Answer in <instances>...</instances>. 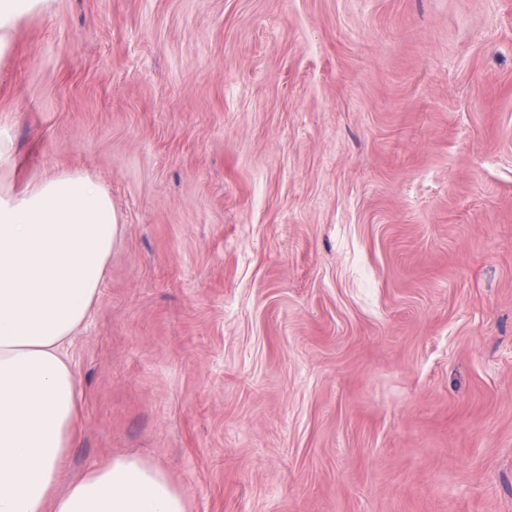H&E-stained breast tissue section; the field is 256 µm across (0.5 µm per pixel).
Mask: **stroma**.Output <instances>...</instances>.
Returning a JSON list of instances; mask_svg holds the SVG:
<instances>
[{"label":"stroma","mask_w":512,"mask_h":512,"mask_svg":"<svg viewBox=\"0 0 512 512\" xmlns=\"http://www.w3.org/2000/svg\"><path fill=\"white\" fill-rule=\"evenodd\" d=\"M0 190L122 224L63 482L189 512H512V0H57L0 60Z\"/></svg>","instance_id":"35a3bbf8"}]
</instances>
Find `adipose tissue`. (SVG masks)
Returning a JSON list of instances; mask_svg holds the SVG:
<instances>
[{"instance_id":"ef3b65f1","label":"adipose tissue","mask_w":512,"mask_h":512,"mask_svg":"<svg viewBox=\"0 0 512 512\" xmlns=\"http://www.w3.org/2000/svg\"><path fill=\"white\" fill-rule=\"evenodd\" d=\"M55 0H0V57ZM120 234L105 189L56 173L0 192V512H188L157 465L121 455L58 493L80 416L67 346Z\"/></svg>"}]
</instances>
